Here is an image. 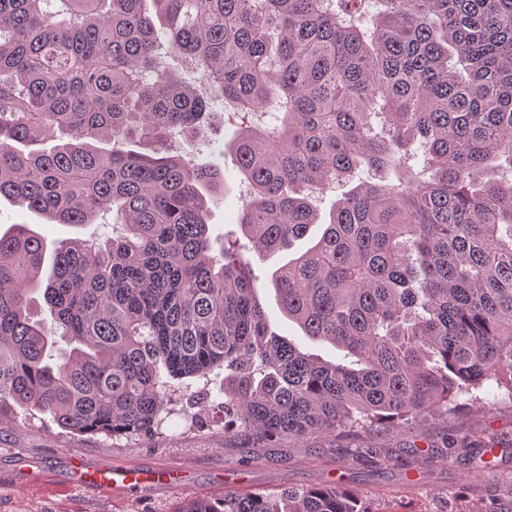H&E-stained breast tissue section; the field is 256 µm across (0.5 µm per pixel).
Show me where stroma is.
<instances>
[{
	"instance_id": "stroma-1",
	"label": "stroma",
	"mask_w": 512,
	"mask_h": 512,
	"mask_svg": "<svg viewBox=\"0 0 512 512\" xmlns=\"http://www.w3.org/2000/svg\"><path fill=\"white\" fill-rule=\"evenodd\" d=\"M233 133L222 113H215L199 138L178 140L180 152L199 162L221 164L228 187L210 204L208 234L216 239L238 231L242 202L239 178L224 145ZM112 214L75 228L47 221L24 207L0 200V232L14 224L31 225L47 245L79 238L102 242L114 236ZM248 257L259 277L257 292L273 330L328 360L340 353L316 344L280 312L268 281L288 252ZM484 405H470L451 416L431 415L400 427L336 436L283 437L253 457L247 442L224 433L209 396H198L192 412L174 407L158 435L66 436L49 420H31L0 429V512H180L193 499H220L245 491L271 493L286 487L340 485L356 493L366 512H485L489 497L512 499V403L503 401L494 383L479 392ZM459 439L458 447L447 445ZM492 445L487 460L477 449ZM86 464L133 465L176 471L181 491L156 485L132 491L92 494L77 487L70 474L71 456Z\"/></svg>"
}]
</instances>
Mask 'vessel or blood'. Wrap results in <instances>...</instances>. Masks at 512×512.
<instances>
[{"label":"vessel or blood","instance_id":"obj_1","mask_svg":"<svg viewBox=\"0 0 512 512\" xmlns=\"http://www.w3.org/2000/svg\"><path fill=\"white\" fill-rule=\"evenodd\" d=\"M73 480L85 491L109 494L118 489H140L152 485H172L173 477L163 471H146L132 466H90L72 458Z\"/></svg>","mask_w":512,"mask_h":512}]
</instances>
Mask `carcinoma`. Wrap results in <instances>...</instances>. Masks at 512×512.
Instances as JSON below:
<instances>
[{"mask_svg": "<svg viewBox=\"0 0 512 512\" xmlns=\"http://www.w3.org/2000/svg\"><path fill=\"white\" fill-rule=\"evenodd\" d=\"M233 112L239 225L214 253L222 168L177 152ZM319 240L274 269L270 328L245 251ZM0 198L118 236L47 252L0 233V428L17 410L73 435H152L174 395L224 374V434L371 432L448 416L492 381L512 403V0H0ZM42 298L70 350L55 340ZM181 512H367L313 485ZM321 228V225H315L310 235L306 239L297 242L295 247L290 251L275 254H258L251 251L247 253L246 256L250 259L255 273L259 277L257 283L258 296L269 314L273 330L280 336H285L295 341L302 348L317 353L327 360L335 361L336 358H339L343 353L329 344L312 343L303 336L300 329L294 323L288 321L280 312L274 290L268 281L270 273L277 266L288 261V258H292L297 252L303 251L311 246L320 234Z\"/></svg>", "mask_w": 512, "mask_h": 512, "instance_id": "1", "label": "carcinoma"}]
</instances>
